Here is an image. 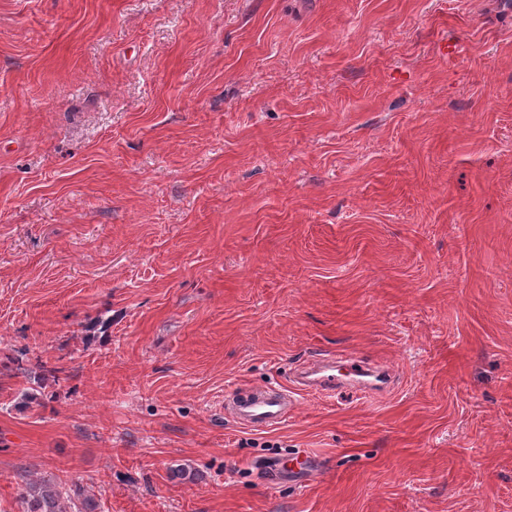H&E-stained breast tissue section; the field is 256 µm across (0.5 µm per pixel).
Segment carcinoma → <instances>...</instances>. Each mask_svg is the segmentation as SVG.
Listing matches in <instances>:
<instances>
[{"instance_id": "obj_1", "label": "carcinoma", "mask_w": 512, "mask_h": 512, "mask_svg": "<svg viewBox=\"0 0 512 512\" xmlns=\"http://www.w3.org/2000/svg\"><path fill=\"white\" fill-rule=\"evenodd\" d=\"M23 512H100V503L92 496L71 493V486L57 476L41 477L26 484L20 494Z\"/></svg>"}]
</instances>
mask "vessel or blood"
<instances>
[{"label":"vessel or blood","mask_w":512,"mask_h":512,"mask_svg":"<svg viewBox=\"0 0 512 512\" xmlns=\"http://www.w3.org/2000/svg\"><path fill=\"white\" fill-rule=\"evenodd\" d=\"M389 382V372L381 367L359 366L328 355L305 363L292 386L258 385L226 398L224 414L242 429L263 431L287 421L297 406L299 391L350 388L369 392Z\"/></svg>","instance_id":"1"}]
</instances>
